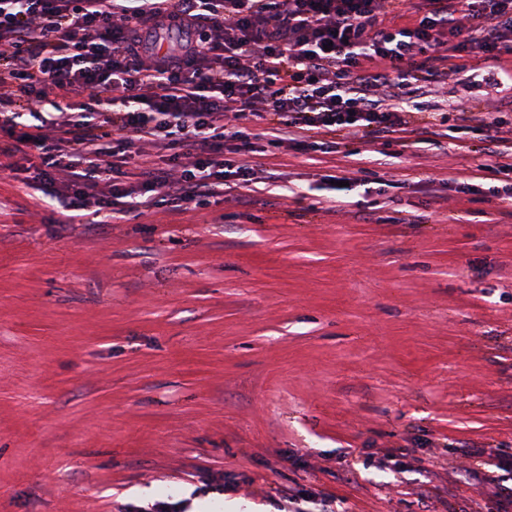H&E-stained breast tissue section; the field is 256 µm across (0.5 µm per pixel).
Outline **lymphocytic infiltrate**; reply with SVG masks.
I'll return each mask as SVG.
<instances>
[{
  "mask_svg": "<svg viewBox=\"0 0 512 512\" xmlns=\"http://www.w3.org/2000/svg\"><path fill=\"white\" fill-rule=\"evenodd\" d=\"M0 0V146L37 153L70 219L227 197L266 115L272 144L405 134L438 115L406 87L512 62V0ZM179 47L157 52L161 32ZM235 142L239 156H225ZM168 152L167 167L155 153ZM136 161L139 190L123 179Z\"/></svg>",
  "mask_w": 512,
  "mask_h": 512,
  "instance_id": "1",
  "label": "lymphocytic infiltrate"
}]
</instances>
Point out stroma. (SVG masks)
<instances>
[{
  "mask_svg": "<svg viewBox=\"0 0 512 512\" xmlns=\"http://www.w3.org/2000/svg\"><path fill=\"white\" fill-rule=\"evenodd\" d=\"M446 91L463 146L262 137L186 212L69 224L0 172V512H512V88Z\"/></svg>",
  "mask_w": 512,
  "mask_h": 512,
  "instance_id": "stroma-1",
  "label": "stroma"
}]
</instances>
